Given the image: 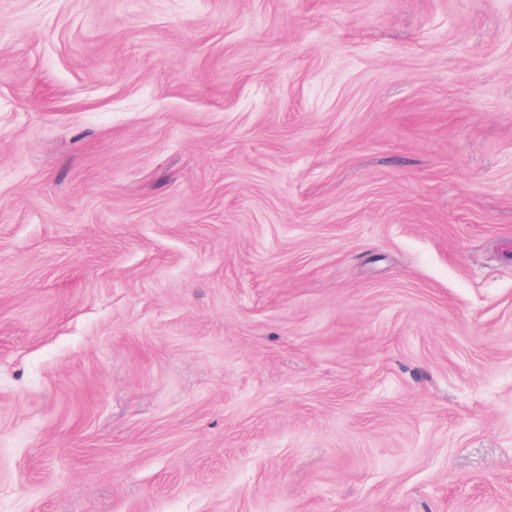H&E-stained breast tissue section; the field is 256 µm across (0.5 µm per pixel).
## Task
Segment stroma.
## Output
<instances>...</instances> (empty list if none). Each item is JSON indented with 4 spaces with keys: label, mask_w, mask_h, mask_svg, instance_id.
I'll list each match as a JSON object with an SVG mask.
<instances>
[{
    "label": "stroma",
    "mask_w": 512,
    "mask_h": 512,
    "mask_svg": "<svg viewBox=\"0 0 512 512\" xmlns=\"http://www.w3.org/2000/svg\"><path fill=\"white\" fill-rule=\"evenodd\" d=\"M0 512H512V0H0Z\"/></svg>",
    "instance_id": "stroma-1"
}]
</instances>
